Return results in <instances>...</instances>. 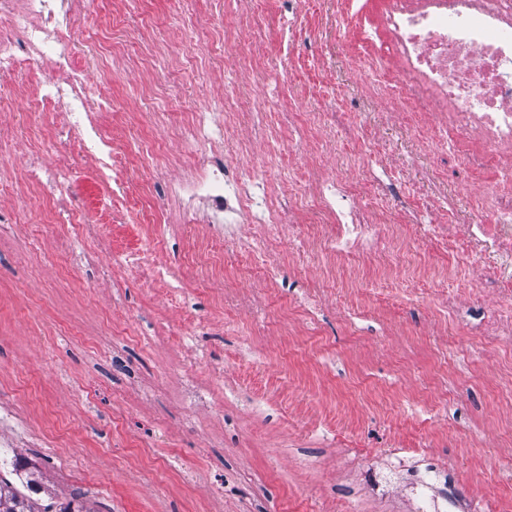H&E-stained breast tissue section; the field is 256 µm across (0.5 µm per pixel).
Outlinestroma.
Masks as SVG:
<instances>
[{"label": "stroma", "mask_w": 512, "mask_h": 512, "mask_svg": "<svg viewBox=\"0 0 512 512\" xmlns=\"http://www.w3.org/2000/svg\"><path fill=\"white\" fill-rule=\"evenodd\" d=\"M382 0L347 17L341 0H90L79 64L104 131L122 141L132 189L126 224L109 222L92 161L71 154L61 190L83 203L81 224L52 223L37 187L0 182V426L39 504L91 512H412L406 485L433 466L461 497L486 512H512V480L499 477L481 441L512 421V368L489 357L472 334L497 305L493 275L474 284L480 260L467 239L445 251L433 227L483 215L493 167L459 170L438 134L388 85L374 55L350 56L359 26ZM221 15L243 44L223 50L221 70L202 78L177 26L182 16ZM172 38L181 65L150 56L144 24ZM112 34L111 51L98 40ZM121 56L114 67L113 56ZM174 72L177 97L143 87ZM238 85L236 111H261L282 143L284 180L272 197L288 202L313 157L337 162L358 182L359 206L402 204L416 220L403 251L422 299L373 313L327 295L313 305L319 272L298 239H281L272 291L248 289L265 304L226 306L224 287L246 260L225 250L224 279L210 284L191 259L194 235L166 189L181 168L178 132L191 113L224 116V89ZM27 94L0 100V124L19 130L18 151L45 149L54 112L19 117ZM327 112L334 123H313ZM373 135L362 150L364 132ZM165 151L146 156L143 141ZM94 225L93 234L82 223ZM136 251L166 274L168 289L119 266L111 250ZM447 267L465 294L454 317L432 314L423 274ZM295 309L293 321L277 307Z\"/></svg>", "instance_id": "1"}]
</instances>
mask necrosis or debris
Returning <instances> with one entry per match:
<instances>
[{"instance_id":"4bbe7bcc","label":"necrosis or debris","mask_w":512,"mask_h":512,"mask_svg":"<svg viewBox=\"0 0 512 512\" xmlns=\"http://www.w3.org/2000/svg\"><path fill=\"white\" fill-rule=\"evenodd\" d=\"M390 0L382 27L360 35L351 51H369L387 61L394 89L419 114L423 123L446 135L457 165L496 162L512 183V0ZM84 0H0V74L17 84L35 82L33 107L53 106L67 112L70 122L60 137L76 143L90 158L103 183H111L115 149L105 136L99 114L87 95V72L78 67L65 46L85 32ZM233 91H225L223 120L196 114L183 140L225 141L228 123L241 121L232 106ZM233 153L256 158L245 175L228 177L223 163L198 156L170 191L189 215L204 213L209 234L193 247L198 263L221 272L225 246L238 247L260 259L268 270L279 266L267 242L279 236L281 217L260 193L279 140L266 135L265 149L256 152L244 137L230 140ZM356 184L337 179L332 168L308 171L299 204L287 216L308 245V256L327 278L349 271L346 296L364 295L356 273L379 248L402 247L411 212L394 206L373 214L355 203ZM252 213L260 230L240 236V222ZM476 247L492 245L493 275L500 301L512 304V224L495 225L485 235L480 223L468 225ZM417 512H475L448 486L445 474L428 472L416 485Z\"/></svg>"}]
</instances>
